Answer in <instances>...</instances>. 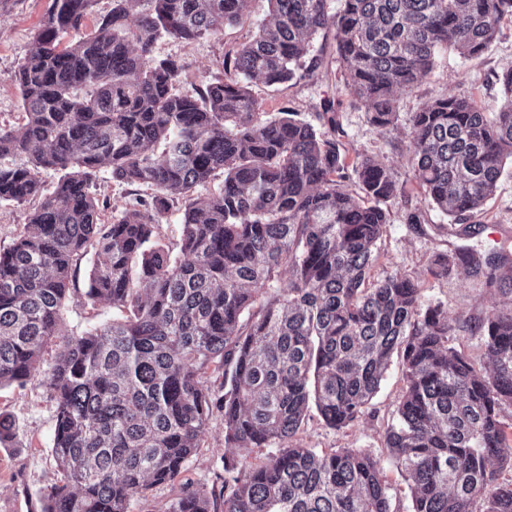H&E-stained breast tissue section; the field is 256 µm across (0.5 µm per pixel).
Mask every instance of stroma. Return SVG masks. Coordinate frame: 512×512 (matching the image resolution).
I'll list each match as a JSON object with an SVG mask.
<instances>
[{
    "label": "stroma",
    "instance_id": "1",
    "mask_svg": "<svg viewBox=\"0 0 512 512\" xmlns=\"http://www.w3.org/2000/svg\"><path fill=\"white\" fill-rule=\"evenodd\" d=\"M51 4L52 0H0V121L14 123L19 118L22 106L15 73ZM268 9V0H246L237 24L192 42L160 38L154 52L160 58L177 59L184 67L186 83L205 85L217 81L224 76L225 56L255 35ZM313 46L324 60L317 76L278 86L257 82L251 86L254 97L264 112L274 115L287 106L310 121L319 112L321 101L335 100L336 141L341 153L350 160L364 154L371 156L386 166L406 191L404 204L393 207L390 222L377 243L373 275L383 278L398 273L418 281L423 305L438 304L447 312L453 327L451 346L472 357L482 371H489L491 363L475 327L487 313L505 307L507 297L486 287L482 274L476 270L459 267L448 276L437 278L430 268L437 256L452 254L461 246L472 248L480 257L500 252L512 258V176L499 180L495 195L476 216L480 226L476 234H464L462 225L451 223L436 209L428 211L425 223H406V210L421 205L422 195L413 179L405 131L409 116L436 98L472 96L489 107L503 98L499 77L512 68V18L502 20L495 40L481 56L464 58L453 50L441 49L431 74L412 89L398 92L397 126L389 131L371 124L364 108L353 105L333 38L315 39ZM92 264V257H85L75 272L61 310L65 332L79 333L119 316L110 303L88 299ZM403 388V362L396 355L364 416L345 428L334 429L312 408L295 436L296 443L318 451L353 448L381 457L397 512H408L409 489L405 478L386 458L385 433ZM0 415L9 417L14 424L12 436L0 441V512H31L55 474L51 452L54 406L40 377H33L22 386L0 387ZM237 454V449L224 445L222 423L212 421L184 478L194 487L210 488L224 458Z\"/></svg>",
    "mask_w": 512,
    "mask_h": 512
}]
</instances>
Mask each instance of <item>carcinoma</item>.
Masks as SVG:
<instances>
[{"label":"carcinoma","instance_id":"carcinoma-1","mask_svg":"<svg viewBox=\"0 0 512 512\" xmlns=\"http://www.w3.org/2000/svg\"><path fill=\"white\" fill-rule=\"evenodd\" d=\"M52 0L19 66L22 124L0 123V203H30L23 231L0 249V385L36 376L54 404L58 477L39 512H130L171 483L213 419L224 443L222 512H397L373 454L318 453L292 443L309 405L341 429L361 418L393 354L403 393L385 448L411 480V512H512V307L476 331L491 369L448 345L440 306L422 307L403 275L374 280L377 242L404 190L367 155L345 163L336 104L322 131L290 107L260 111L251 84L316 76L311 41L333 33L353 102L393 127L395 94L428 76L440 47L483 54L512 0H268L255 36L224 80L181 86L183 67L157 38L191 41L239 21L245 0ZM68 34L71 44L59 49ZM493 113L470 96L425 104L408 119L414 179L427 206L463 224L512 168V69ZM143 188L122 207L97 193L98 173ZM60 173L49 188L44 170ZM215 191L200 193L216 173ZM181 209L178 255L161 242ZM112 209L111 219L105 211ZM95 257L87 296L125 312L63 335L60 310L78 261ZM512 282V261L460 249L431 268ZM63 337L54 362L42 354ZM214 381H208V375ZM277 446L258 464L247 455ZM185 484L165 512H211Z\"/></svg>","mask_w":512,"mask_h":512}]
</instances>
